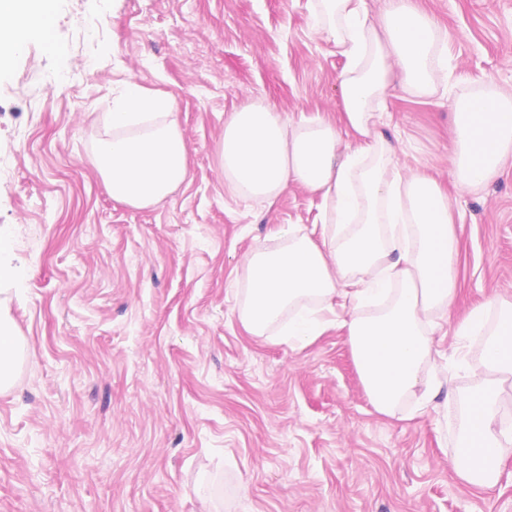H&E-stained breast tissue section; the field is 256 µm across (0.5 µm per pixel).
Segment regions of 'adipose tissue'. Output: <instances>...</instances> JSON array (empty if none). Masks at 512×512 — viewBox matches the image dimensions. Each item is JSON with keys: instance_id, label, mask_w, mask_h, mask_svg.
I'll list each match as a JSON object with an SVG mask.
<instances>
[{"instance_id": "ef3b65f1", "label": "adipose tissue", "mask_w": 512, "mask_h": 512, "mask_svg": "<svg viewBox=\"0 0 512 512\" xmlns=\"http://www.w3.org/2000/svg\"><path fill=\"white\" fill-rule=\"evenodd\" d=\"M315 26L345 59L338 76L340 123L285 121L269 103H247L224 123L220 165L234 194L268 200L297 185L322 200L321 233L289 225L279 242L244 260L246 290L237 318L255 336L303 347L332 324L347 332L375 411L395 415L408 396L422 408L455 403L447 378L425 377L435 334L455 304L456 240L448 197L425 174L402 172L396 144L377 130L393 86L429 98L448 87L444 35L419 0H316ZM55 0H0V63L48 41ZM362 143L349 148L344 137ZM452 168L457 182L483 185L512 156V93L462 95L456 102ZM93 164L113 200L134 208L159 203L189 176L188 145L174 98L126 82L95 139ZM458 335L486 336L485 371L464 403L452 470L489 492L497 485L512 419L500 402L512 381V301L480 304Z\"/></svg>"}]
</instances>
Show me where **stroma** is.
<instances>
[{"instance_id":"35a3bbf8","label":"stroma","mask_w":512,"mask_h":512,"mask_svg":"<svg viewBox=\"0 0 512 512\" xmlns=\"http://www.w3.org/2000/svg\"><path fill=\"white\" fill-rule=\"evenodd\" d=\"M446 35L448 90L392 87L378 129L405 170L448 191L457 242L451 321L512 296V158L456 185L457 96L512 89V0H422ZM61 65L30 43L0 68V311L24 344L0 393V512H512V446L492 494L448 467L459 411L379 414L344 329L292 348L237 318L243 260L322 202L292 186L234 195L224 123L247 101L338 119L345 65L311 0H56ZM171 94L189 179L161 203L112 200L92 141L125 81ZM448 374L476 383L483 337Z\"/></svg>"}]
</instances>
